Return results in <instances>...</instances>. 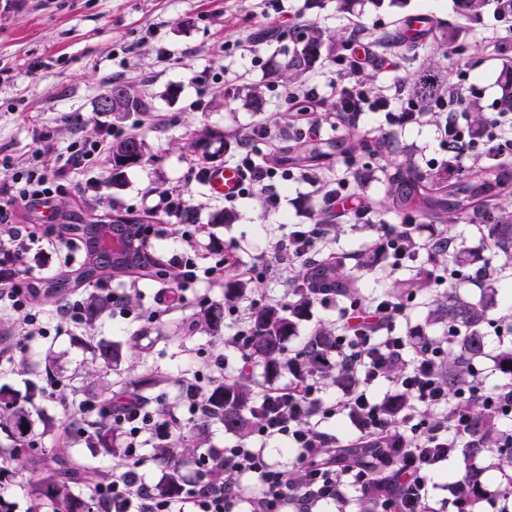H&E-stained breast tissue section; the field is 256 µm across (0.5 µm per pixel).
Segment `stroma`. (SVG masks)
I'll use <instances>...</instances> for the list:
<instances>
[{
    "label": "stroma",
    "instance_id": "stroma-1",
    "mask_svg": "<svg viewBox=\"0 0 512 512\" xmlns=\"http://www.w3.org/2000/svg\"><path fill=\"white\" fill-rule=\"evenodd\" d=\"M287 5L292 25L273 32L267 20L255 13L252 0H0V67L11 70L10 81L0 84V152L22 164L43 135L62 150L80 140L103 136L112 140L136 133L146 144L149 162L126 170L117 187L110 181L109 164L79 171L73 177L74 188L56 200L59 223H68L74 213L87 220H107L118 214L145 219L150 216L148 202L177 186L187 203L197 207L198 221L206 225L207 233L190 242L151 233L147 245L156 257L165 259L178 250L206 256L209 242L215 238L233 251L242 265L259 266L269 261L272 242L287 232L289 225L308 224L320 216V197L308 185L291 181L279 187L283 196L279 212H265L258 200L246 199L236 204L235 221L214 223V215L225 209L224 200L211 194L204 180L198 179L200 163L190 144L204 130L228 133L262 121L274 131L285 129L282 116L286 106L270 69L293 49L308 24L343 38L348 37L352 25L365 27V40L375 52L396 60L395 67L371 70L372 85L407 88L416 74L432 67L460 91L478 86L485 113L499 109L504 69L512 63V20L490 10L480 20L464 19L455 0H382L377 6L368 2L356 16L340 11L336 0H288ZM418 14L456 26L460 51L432 39L415 56L396 58L390 40L397 34L399 22ZM243 38L258 42L259 59L235 49V41ZM161 49L170 53L168 63L157 62ZM115 83L135 87L153 111L166 115V122L149 125L141 123L136 114L97 113V100ZM253 86L262 91L261 109L244 107L241 100L223 96L225 88ZM362 132L371 138L386 137L393 148L386 157L358 158L368 169V179L358 190L372 203L379 205L391 167L406 154H413L420 171L445 168L448 153L434 126L401 130L388 126L383 114L373 112L364 116ZM95 176L102 178V189L82 192L80 183ZM399 223V217L384 209L373 224L341 219L335 236L322 242L319 250L348 254L345 269L355 272L354 255ZM14 269L23 279L42 276L49 280L75 275L77 266L67 263L65 252L51 249L42 256L33 251L20 255ZM41 308L50 333L28 342L22 339L21 317L0 309V336H7L9 346L16 349L14 357L0 355V386L26 395L31 385H45L46 378L23 372V365L36 363L49 350L60 355L63 387L34 400L54 424V437L45 440L50 446L68 437L65 419L77 411L84 398L80 376L99 340L122 344L132 356L133 369L122 366L110 371L116 388H132L155 371L167 383L154 390V397L174 404L185 374L209 373L219 358L226 373L236 371L239 355L229 339L242 326L251 302L243 299L226 309L220 338L198 333L180 348L158 341L132 347L128 338L135 333V326L113 315L86 330L62 331L55 305L45 302ZM464 474L461 457L440 464L427 491L434 512H456L449 487Z\"/></svg>",
    "mask_w": 512,
    "mask_h": 512
}]
</instances>
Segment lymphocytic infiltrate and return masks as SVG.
Masks as SVG:
<instances>
[{
	"label": "lymphocytic infiltrate",
	"mask_w": 512,
	"mask_h": 512,
	"mask_svg": "<svg viewBox=\"0 0 512 512\" xmlns=\"http://www.w3.org/2000/svg\"><path fill=\"white\" fill-rule=\"evenodd\" d=\"M363 43L360 32L352 31L348 47L339 59L341 68L333 85L335 101L330 115L333 125L358 128L361 116L368 112L382 113L388 125L400 128L436 121L441 145L452 151L448 158L452 169L469 160L492 159L512 151V141L501 136L503 130L512 129L511 112L495 113L481 132H473L468 111L472 97L479 94L478 88H470L465 94L448 89L426 109L413 101H400L389 89L368 88L363 75L380 66L381 61ZM279 96L289 105L296 138L320 137L322 124L316 112L321 98L317 89L307 84H284ZM280 144V137L261 123L249 140L235 145L232 155L241 180L236 192L227 196V203L255 199L265 212H275L282 204L280 185L297 180L321 194L323 207L331 215L351 214L362 223H371L370 202L352 190L351 179L327 185L315 170L304 168L295 172L269 164V156L278 151ZM48 151L55 154L51 167L36 162L18 170L9 159L0 160V168L11 173L10 179L0 186V221L12 225L8 243L0 244V302L22 313L24 333L29 339L46 336L48 329L35 288L31 283L16 281L14 265L19 253L41 249L43 239L33 225L12 224V216L23 207L52 209L56 195L64 189L63 178L72 171L102 162L109 155L110 143L102 138L56 152L44 139L35 153L40 156ZM334 230L331 224H297L274 242L272 250L289 262L304 261L317 243ZM166 265L174 287L159 289L151 306L133 307L125 295H113V314L135 322L153 321L161 308L192 300L193 285L216 274L233 279L255 277L254 267L241 265L231 252L211 253L206 262L197 254L177 252L167 259ZM406 310L405 301L393 297L374 306L360 301L344 307L342 334L330 359L352 372L357 386L331 399L325 397L323 386L310 378L263 387L256 398L257 423L250 440L229 448L207 449L199 456L195 471L173 496H159L145 482L148 458L144 444L182 432L186 419L208 411L206 388L199 378L184 377L179 402L162 411L151 403L126 396L112 404L79 405L78 418L109 416L124 438L119 470L104 471L94 478L96 512H320L324 505L342 504L349 490H366L371 475L358 467L337 468L333 462L336 437L325 424L338 416L352 422L359 444L400 448L401 461L392 473L399 493L378 497L376 512H414L427 497L430 475L447 460L450 449L459 447L461 437L469 431L472 396L465 392L453 400L460 409L456 418L439 416V409L452 400L433 365L447 352L448 341H414L396 333L394 323ZM382 380L408 401L399 422H391L380 401L370 393L371 386ZM282 439L294 448L295 460L288 464L271 463L265 453L266 444Z\"/></svg>",
	"instance_id": "f902f5d3"
}]
</instances>
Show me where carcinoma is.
<instances>
[{"mask_svg":"<svg viewBox=\"0 0 512 512\" xmlns=\"http://www.w3.org/2000/svg\"><path fill=\"white\" fill-rule=\"evenodd\" d=\"M460 15L467 20H477L484 13L490 0H457ZM419 25L411 42L395 40L392 45L409 55L416 51L419 44L433 34L452 47L458 38L455 27L443 28L435 23L425 26V18L411 17L408 25ZM336 37L317 26H310L288 56L275 64L272 75L282 82L293 84L300 81L319 61L322 48L333 43ZM444 88V81L433 70L423 71L413 86L417 101L429 104ZM124 96L119 100V109L123 114L146 112L148 102L130 88L122 87ZM248 138L246 134H236L227 140L209 132L194 142V149L204 163L211 158L222 156L227 147ZM383 142L369 145L358 138L350 142L331 141L327 146L319 144L298 145L286 149L285 153L272 159L275 164L320 161L332 156L331 150L338 152L372 154L381 152ZM147 156L146 145L137 135L119 137L112 143L109 163L112 165V184L116 185L124 170L143 163ZM512 180L509 173L480 171L473 175H463L454 180L440 174H424L417 171L407 160L394 167L387 179L382 206L396 215L414 213L441 226L440 236L452 240L447 230L460 222H469L476 216L484 218L488 237L506 252L512 249V205L507 203L491 210L487 206L495 197L505 192L503 185ZM71 224L63 229L85 242L89 257L82 264L75 279L62 277L41 285L43 297L58 302L66 297L71 283L99 286L108 274L119 270L112 265L106 267L94 259L92 237L89 225L82 223L78 215H70ZM409 266L417 272L409 279L398 284L397 297L418 295L432 285L427 268L422 265L419 252L412 250L407 256ZM433 269L451 262L461 278L474 273V266L483 262L481 256L473 251L461 248L451 250L439 247L428 256ZM130 262L144 278L153 282H165L164 266L156 259L143 253L131 257ZM483 294L473 300L461 292L460 287L450 288L444 294L429 297L428 313L424 325L410 332L412 336H423L425 330L435 324H445L453 332L448 344V352L437 364L436 372L448 390V397L464 390H478L475 368L486 358H491L495 370L512 381V343L503 344L493 355L487 351V328L494 326L492 309L496 306L499 290L496 281L485 277ZM294 283L301 287L293 288V300L285 306L265 304L252 308L248 317L249 353L255 363L264 366L267 373L276 375L282 371H292L304 377L325 379L336 387L350 389L355 379L327 361V356L336 347V329L321 327L308 337L302 357L288 354L287 341L296 335L298 325L308 315L312 301L327 298L338 304L347 305L362 299V293L351 275L344 271L341 263L329 266L311 258L305 262ZM249 282L234 281L225 288L224 303H214L195 313L189 320L174 324L168 328L166 340L172 344H182L197 331L203 330L218 336L224 326L225 306L236 302L248 291ZM83 311L89 322H94L112 310V295L102 292H88L82 301ZM123 360L122 346L112 341H100L93 349L91 364L84 369V378L94 390V397L112 399V384L105 377V370L119 366ZM34 395L19 399L8 387L0 386V432H8L11 440V454L0 455V463L10 465L20 471L26 459L40 467L39 478L31 492L37 498H50L62 502L67 512H91L88 496L89 472L93 467L70 459L65 447L49 453L42 448L43 439L53 431L52 424L33 405ZM211 407L210 415L196 420L192 429L181 433L173 440L159 443L154 447L155 456L162 461H174L173 466L163 476L155 490L162 496H171L180 491L183 474L181 467L192 462L198 448L206 441V430L212 421L224 425L228 433L245 438L257 421L253 411L256 398L254 381L245 373L228 378L211 386L207 393ZM29 429H23V425ZM76 441L92 450V455L114 457L121 454V438L112 423L102 419L89 423L84 421L70 428ZM458 450L451 449V452ZM461 453L466 466V490L454 495L457 512H483L484 504L490 499L485 482L486 466L497 469L507 465L512 459V443L502 438L498 427V415L492 411L478 408L472 414L471 429L461 441ZM380 450L376 447L362 448L349 444L337 450L336 463L344 466H356L369 459L375 463ZM378 491L372 494L362 493L345 505L352 512H375L378 492L388 484L390 475L380 467L373 472Z\"/></svg>","mask_w":512,"mask_h":512,"instance_id":"1","label":"carcinoma"}]
</instances>
